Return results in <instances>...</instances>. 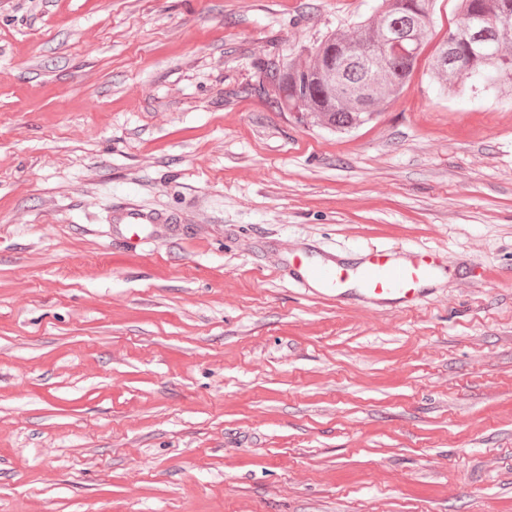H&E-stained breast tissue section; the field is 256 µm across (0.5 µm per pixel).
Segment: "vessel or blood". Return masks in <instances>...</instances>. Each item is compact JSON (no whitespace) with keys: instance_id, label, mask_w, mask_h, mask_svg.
<instances>
[{"instance_id":"obj_1","label":"vessel or blood","mask_w":512,"mask_h":512,"mask_svg":"<svg viewBox=\"0 0 512 512\" xmlns=\"http://www.w3.org/2000/svg\"><path fill=\"white\" fill-rule=\"evenodd\" d=\"M121 223L132 232H142L144 227L155 223L152 212L137 205L124 208ZM443 263L436 254L413 251L405 257H395L385 250H373L365 254L355 269H348L335 262L298 265L300 278L322 290L335 292L337 298H345L350 292L347 282L357 284L358 293L380 305L393 302L410 303L424 291V286L442 271Z\"/></svg>"}]
</instances>
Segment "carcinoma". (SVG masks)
I'll list each match as a JSON object with an SVG mask.
<instances>
[{
    "instance_id": "1",
    "label": "carcinoma",
    "mask_w": 512,
    "mask_h": 512,
    "mask_svg": "<svg viewBox=\"0 0 512 512\" xmlns=\"http://www.w3.org/2000/svg\"><path fill=\"white\" fill-rule=\"evenodd\" d=\"M432 0H381L375 16L349 34L332 33L303 47L304 62L259 65L258 91L280 111L334 130H348L383 110L409 80L433 24ZM463 13L431 63L443 90L471 75L512 84V0H463ZM398 36L403 52L377 54L382 33ZM347 47L356 52L342 55Z\"/></svg>"
}]
</instances>
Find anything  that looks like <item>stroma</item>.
<instances>
[{"label":"stroma","mask_w":512,"mask_h":512,"mask_svg":"<svg viewBox=\"0 0 512 512\" xmlns=\"http://www.w3.org/2000/svg\"><path fill=\"white\" fill-rule=\"evenodd\" d=\"M378 6L0 0V512H512V87L434 82L460 0L359 128L255 90ZM375 249L448 270L286 268ZM120 223L127 224L133 232L132 235H136L141 239L139 232L143 231L144 226L157 224L158 220L152 212L146 211L137 205H130L123 209ZM436 254L413 251L403 258L386 250H373L365 254L353 273L357 288H344L352 279L350 269L336 262L322 264L300 263L297 273L307 284L325 291H335L336 299H344L353 291L373 303H410L415 301L434 276L445 270Z\"/></svg>","instance_id":"stroma-1"}]
</instances>
